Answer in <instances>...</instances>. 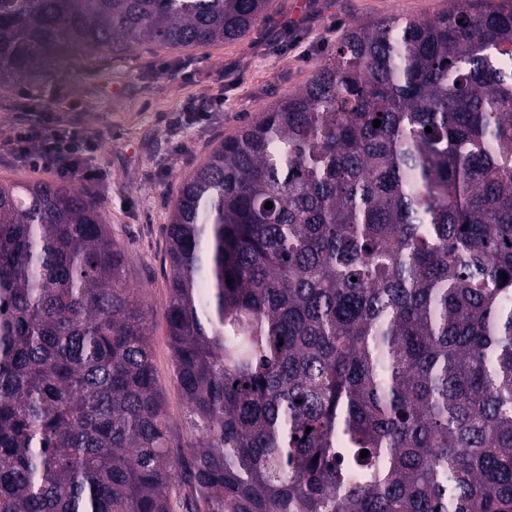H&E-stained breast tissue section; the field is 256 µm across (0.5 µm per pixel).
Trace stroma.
Masks as SVG:
<instances>
[{"label": "stroma", "mask_w": 512, "mask_h": 512, "mask_svg": "<svg viewBox=\"0 0 512 512\" xmlns=\"http://www.w3.org/2000/svg\"><path fill=\"white\" fill-rule=\"evenodd\" d=\"M446 7V0H272L254 31L234 43L135 45L117 56L74 49L23 82L0 85V139L24 117V90L54 103L66 122L101 138L100 158L110 187L98 200L149 310L172 454H186L189 440L165 317L169 264L164 227L182 178L263 107L304 87L349 27L393 14L432 18ZM165 61L178 64L179 73L157 72ZM219 91L224 94L221 111L203 122L175 125L185 100ZM72 102L78 111H69Z\"/></svg>", "instance_id": "obj_1"}]
</instances>
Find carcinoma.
<instances>
[{
  "mask_svg": "<svg viewBox=\"0 0 512 512\" xmlns=\"http://www.w3.org/2000/svg\"><path fill=\"white\" fill-rule=\"evenodd\" d=\"M269 3L0 0V82L239 41ZM165 233L188 457L101 204L0 182V512H512V0L350 28Z\"/></svg>",
  "mask_w": 512,
  "mask_h": 512,
  "instance_id": "obj_1",
  "label": "carcinoma"
}]
</instances>
